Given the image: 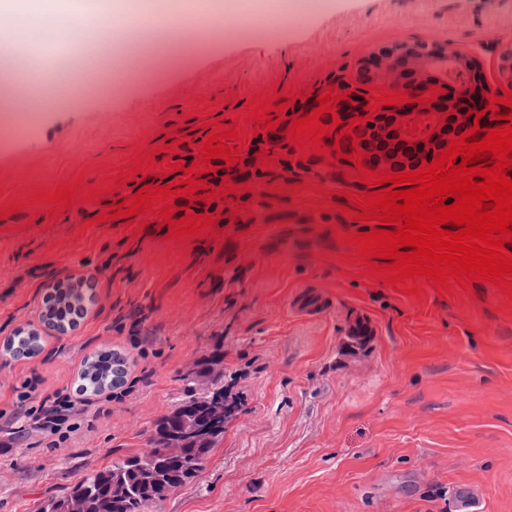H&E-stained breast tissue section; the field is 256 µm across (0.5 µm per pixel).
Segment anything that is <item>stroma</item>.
Here are the masks:
<instances>
[{"instance_id": "35a3bbf8", "label": "stroma", "mask_w": 512, "mask_h": 512, "mask_svg": "<svg viewBox=\"0 0 512 512\" xmlns=\"http://www.w3.org/2000/svg\"><path fill=\"white\" fill-rule=\"evenodd\" d=\"M292 3L285 37L244 39L242 25H280L278 0H224L215 26L211 0H139L140 11L178 22L183 52L172 54L165 34L130 37L120 54L83 48L79 94L52 89L28 129L0 127V205L78 178L96 184L104 169L123 173L141 146L173 143L170 161L200 164L207 104L225 126L248 98L290 93L292 123L332 87L343 99L323 124L365 116L377 90L360 81L361 63L398 41L464 48L486 93L500 91L512 0ZM5 33L46 65L82 47L76 29L41 28L27 14ZM323 142L344 153L340 164L298 160L283 138L273 171L218 202L213 226L183 240L149 213L92 222L143 185H166L155 173H133L90 202L73 197L54 217L36 203L0 219V343L37 327L51 280L96 282L74 329L42 333L32 357L0 354V512H46L85 469L146 455L181 376L218 348L240 410L204 469L150 512H459L465 488L474 512H512V298L483 281L445 297L428 283L409 295L346 262L353 247L335 233L376 223L266 191L308 181L332 189L336 204L341 190L364 191L347 159L351 137ZM241 206L249 217L237 216ZM310 286L328 296L326 310L293 308ZM357 315L368 339L349 333ZM139 318L140 344L130 335ZM100 350L126 357L124 383L92 397L67 432L11 441L22 410L72 392L82 361Z\"/></svg>"}]
</instances>
